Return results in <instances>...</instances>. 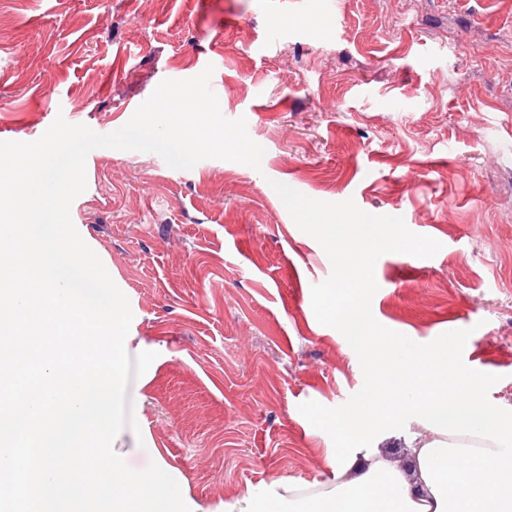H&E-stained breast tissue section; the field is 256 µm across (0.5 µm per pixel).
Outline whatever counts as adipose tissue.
Instances as JSON below:
<instances>
[{"label":"adipose tissue","instance_id":"ef3b65f1","mask_svg":"<svg viewBox=\"0 0 512 512\" xmlns=\"http://www.w3.org/2000/svg\"><path fill=\"white\" fill-rule=\"evenodd\" d=\"M335 243L343 279L325 296L327 312L349 320L353 335L375 366L362 399L337 418L338 448L331 478L302 485L281 480L260 491L225 500L222 512H512V497L494 499L482 492L487 477L512 486V417L486 407L475 377L463 379L456 396L448 394V360L459 338L443 337L438 348L421 356L414 337H383L359 304L370 250L394 240L389 228L365 216L350 215L325 226ZM400 378L401 418L410 427L395 432L380 424L376 370ZM406 448L404 463L386 457L381 443ZM475 458L467 471L455 470L460 457Z\"/></svg>","mask_w":512,"mask_h":512}]
</instances>
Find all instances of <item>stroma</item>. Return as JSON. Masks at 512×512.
<instances>
[{
	"mask_svg": "<svg viewBox=\"0 0 512 512\" xmlns=\"http://www.w3.org/2000/svg\"><path fill=\"white\" fill-rule=\"evenodd\" d=\"M209 65L260 169L97 148L71 206L157 354L127 390L134 466L160 451L207 512L329 479L318 417L360 399L367 365L320 304L339 261L308 203L401 229L374 249L371 321L424 347L463 336L456 362L512 414V0H0V141L60 115L113 132Z\"/></svg>",
	"mask_w": 512,
	"mask_h": 512,
	"instance_id": "obj_1",
	"label": "stroma"
}]
</instances>
